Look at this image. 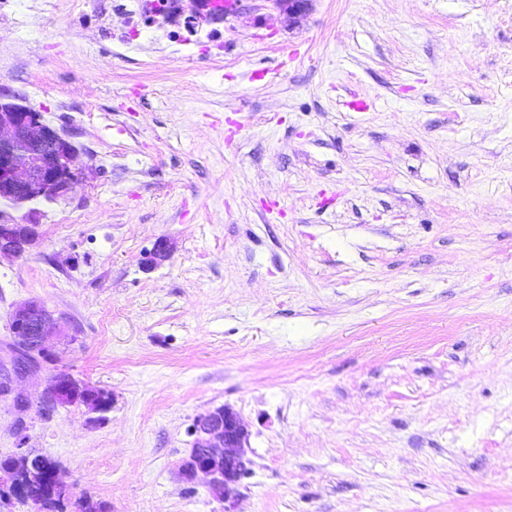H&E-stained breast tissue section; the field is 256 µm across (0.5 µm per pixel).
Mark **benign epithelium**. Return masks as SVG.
Here are the masks:
<instances>
[{"label": "benign epithelium", "instance_id": "7a95c632", "mask_svg": "<svg viewBox=\"0 0 512 512\" xmlns=\"http://www.w3.org/2000/svg\"><path fill=\"white\" fill-rule=\"evenodd\" d=\"M77 147L56 128L43 120V115L27 104L19 94L0 93V200L17 209L40 199L53 201L67 196L78 181L81 170L77 165ZM36 237L35 228L22 225L13 216L0 211V255L21 257ZM58 322L46 305L28 299L15 306L10 317L12 340L20 336L34 343L11 344L12 369L37 373L42 369L44 356L52 354L47 340L54 335ZM86 385L79 383L57 386L48 383L41 403L53 409L77 404V397ZM194 437L182 472L187 479L198 474L208 478L211 495L226 504L237 498L241 475L248 469V431L240 415L224 405L207 410L193 419L190 428ZM18 469L9 472V488L21 492L37 477L24 470L30 460L47 456L20 442L11 454Z\"/></svg>", "mask_w": 512, "mask_h": 512}]
</instances>
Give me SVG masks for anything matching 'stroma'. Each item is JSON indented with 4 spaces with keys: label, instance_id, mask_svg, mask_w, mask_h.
I'll return each instance as SVG.
<instances>
[{
    "label": "stroma",
    "instance_id": "35a3bbf8",
    "mask_svg": "<svg viewBox=\"0 0 512 512\" xmlns=\"http://www.w3.org/2000/svg\"><path fill=\"white\" fill-rule=\"evenodd\" d=\"M200 2L205 53L120 44L111 0L0 8V91L83 165L0 258V357L23 300L66 329L11 373L0 457L26 441L108 512H222L180 466L227 405L235 512H512V0ZM59 371L109 408L42 411Z\"/></svg>",
    "mask_w": 512,
    "mask_h": 512
}]
</instances>
